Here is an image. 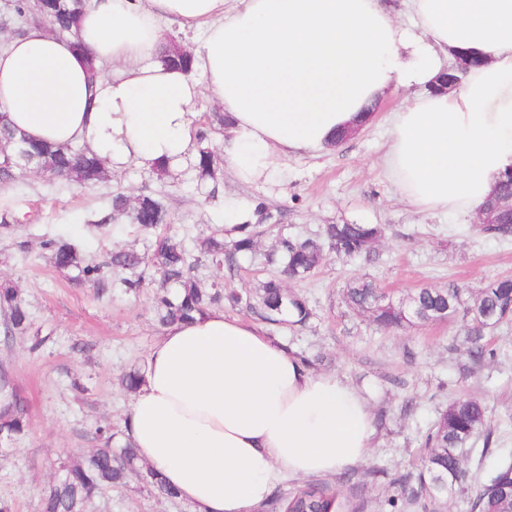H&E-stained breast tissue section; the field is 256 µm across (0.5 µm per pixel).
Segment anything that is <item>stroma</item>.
<instances>
[{"mask_svg":"<svg viewBox=\"0 0 512 512\" xmlns=\"http://www.w3.org/2000/svg\"><path fill=\"white\" fill-rule=\"evenodd\" d=\"M406 90L387 93L372 122L335 148L280 160L275 176L256 183L223 173L217 197L198 186L191 158L173 163L168 175L131 163L88 187L48 180L36 172L21 174L0 189L9 203L18 250L0 236V283L19 288L32 314V325L49 342L31 353L27 337L0 345V366H7L28 405L27 432L0 460V500L13 512H40L42 489L59 476L61 461L75 460L95 448L96 426H122L131 401L121 385L123 374L146 360L163 329L151 293L125 294L119 288L96 289L76 283L70 271L56 269L41 246L47 233L65 234L83 254L126 248L146 252L136 225L122 221L98 233L91 214L105 213L113 193L161 197L170 213L161 233L191 244L201 233L223 228L224 215L243 214L257 204L281 216L265 230L255 254L235 271L202 263L200 279L222 278L227 289L255 292L273 272L265 262L279 235L318 237L324 225L380 224L384 236L372 258L331 256L294 292L313 308L309 326H268L269 335L292 350L318 356L316 372L337 375L360 390L373 414H384L367 459L328 476L345 508L388 512L393 482L416 474L428 429L448 402L461 395L483 399L486 435L476 436L466 467L472 481L483 480L500 459L512 457V324L488 334L495 360L469 376L466 325L461 316L404 330L384 331L366 315L350 310L343 290L358 279L373 281L394 298L423 286L455 283L474 296L489 282L512 275V238L484 236L471 218L416 211L380 171L390 112L404 102ZM80 380L87 392L75 391ZM490 453H483V446ZM87 512H192L187 502L171 503L132 483L105 491Z\"/></svg>","mask_w":512,"mask_h":512,"instance_id":"35a3bbf8","label":"stroma"}]
</instances>
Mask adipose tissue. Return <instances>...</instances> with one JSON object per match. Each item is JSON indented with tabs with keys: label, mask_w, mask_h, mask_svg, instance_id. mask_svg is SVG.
Segmentation results:
<instances>
[{
	"label": "adipose tissue",
	"mask_w": 512,
	"mask_h": 512,
	"mask_svg": "<svg viewBox=\"0 0 512 512\" xmlns=\"http://www.w3.org/2000/svg\"><path fill=\"white\" fill-rule=\"evenodd\" d=\"M406 2L410 27L383 0H84L77 36L36 22L0 48V120L150 167L189 151L207 98L224 107L226 167L251 182L416 85L383 173L417 211L470 216L512 169V0ZM176 29L201 35L192 72L162 58ZM462 51L480 65L432 92ZM124 425L193 512H255L285 480L363 462L376 435L355 387L220 308L165 329Z\"/></svg>",
	"instance_id": "adipose-tissue-1"
}]
</instances>
